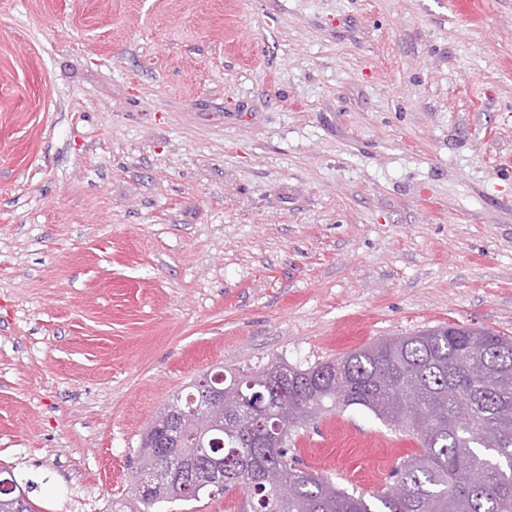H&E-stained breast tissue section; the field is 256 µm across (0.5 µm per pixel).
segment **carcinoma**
I'll list each match as a JSON object with an SVG mask.
<instances>
[{
	"label": "carcinoma",
	"mask_w": 512,
	"mask_h": 512,
	"mask_svg": "<svg viewBox=\"0 0 512 512\" xmlns=\"http://www.w3.org/2000/svg\"><path fill=\"white\" fill-rule=\"evenodd\" d=\"M223 386L246 395L258 374L224 373ZM288 415L361 406L378 419L416 435L420 450L393 468L392 486L369 497L337 488L327 477L297 467L289 435L276 441L259 419L240 437L212 428L208 453L224 457V483L184 489V498L160 485L133 508L115 502L112 512H150L160 503L202 496L246 495L250 512H512V338L483 327L448 325L386 338L336 359L290 367ZM432 421L426 433L419 418Z\"/></svg>",
	"instance_id": "obj_1"
}]
</instances>
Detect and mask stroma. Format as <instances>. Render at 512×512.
Returning <instances> with one entry per match:
<instances>
[{
    "instance_id": "obj_1",
    "label": "stroma",
    "mask_w": 512,
    "mask_h": 512,
    "mask_svg": "<svg viewBox=\"0 0 512 512\" xmlns=\"http://www.w3.org/2000/svg\"><path fill=\"white\" fill-rule=\"evenodd\" d=\"M0 0V468L111 512L172 396L451 324L512 336V0ZM302 468L389 484L351 406Z\"/></svg>"
}]
</instances>
